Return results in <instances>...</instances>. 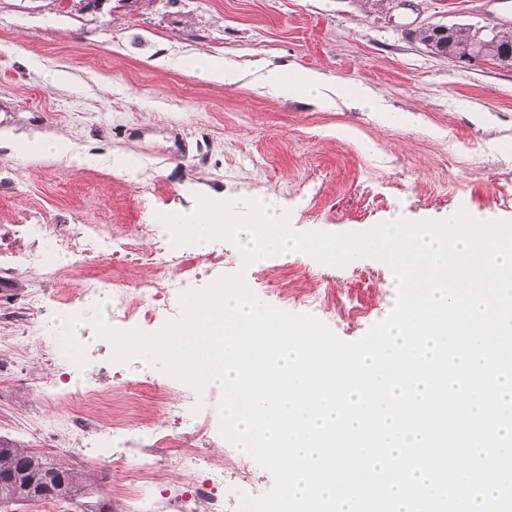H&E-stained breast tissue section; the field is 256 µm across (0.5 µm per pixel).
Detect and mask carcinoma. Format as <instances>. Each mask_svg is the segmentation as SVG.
<instances>
[{
  "instance_id": "carcinoma-1",
  "label": "carcinoma",
  "mask_w": 512,
  "mask_h": 512,
  "mask_svg": "<svg viewBox=\"0 0 512 512\" xmlns=\"http://www.w3.org/2000/svg\"><path fill=\"white\" fill-rule=\"evenodd\" d=\"M411 41L423 47H436L442 43L435 31L427 27H419L409 33ZM453 46L458 49H469L474 52L469 63H479L501 57L505 52L512 51V34L500 30L484 41L475 40V31L469 24H453L448 35ZM47 470H58L63 474L64 486L52 499L66 502H80L88 494V485L81 474L67 467H62L50 458L31 452L21 451L11 443L0 439V478L8 476L13 483L7 487L0 486V512H11L13 506L28 505L26 485L31 479L27 464L31 461Z\"/></svg>"
}]
</instances>
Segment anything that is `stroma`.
Segmentation results:
<instances>
[{"instance_id": "obj_1", "label": "stroma", "mask_w": 512, "mask_h": 512, "mask_svg": "<svg viewBox=\"0 0 512 512\" xmlns=\"http://www.w3.org/2000/svg\"><path fill=\"white\" fill-rule=\"evenodd\" d=\"M413 2L388 17L365 0H102L95 9L83 0H0V438L80 470L86 512L102 501L128 512L115 466L152 449L161 461L150 488L160 503L204 482L203 461L217 456L224 512H237L240 493L274 485L221 434L220 388L195 391L143 359L114 362L110 348L92 343L87 280L117 277L140 296L169 278L173 295L152 322L107 304L112 327L149 334L181 316L182 293L239 271L262 302L313 314L348 342L393 307V271L374 257L248 264L217 239L205 254L180 246L195 267L184 281L171 268H127L114 241L149 252L163 237L160 215L190 212L200 194L267 196L300 232L362 233L397 210L440 221L462 200L471 213L512 220V200L501 198L512 183V68L460 67L404 36L427 22L512 29V0ZM200 56L223 58L237 85L185 68ZM284 67L318 74L320 98L280 96L266 75ZM57 71L66 80L51 82ZM349 85L370 107L344 94ZM57 135L69 139L70 154L32 159L12 149ZM124 159L137 163L136 178L118 171ZM64 240L80 242L83 254H66ZM219 252L232 263L212 264ZM268 264L283 277L310 270L308 288L328 291L334 306L284 305L281 282L263 274ZM76 314L89 343L66 360L51 344L69 340L64 323ZM173 403L181 407L174 415ZM86 408L90 430L110 433L112 463L73 443L70 423ZM116 419L123 430L113 431ZM190 443L202 463L176 465Z\"/></svg>"}]
</instances>
